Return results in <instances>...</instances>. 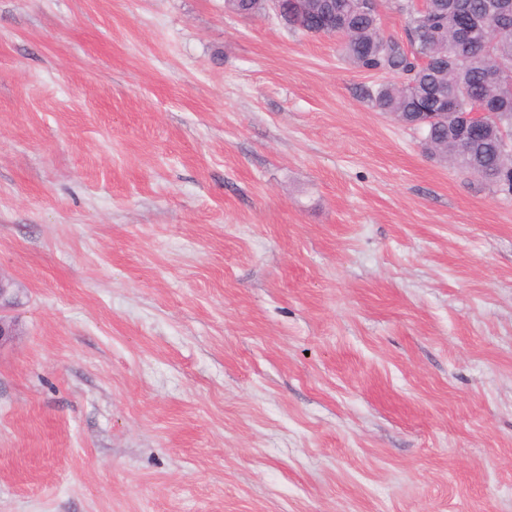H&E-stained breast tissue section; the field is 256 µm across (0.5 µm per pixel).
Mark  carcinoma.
I'll use <instances>...</instances> for the list:
<instances>
[{
	"instance_id": "1",
	"label": "carcinoma",
	"mask_w": 512,
	"mask_h": 512,
	"mask_svg": "<svg viewBox=\"0 0 512 512\" xmlns=\"http://www.w3.org/2000/svg\"><path fill=\"white\" fill-rule=\"evenodd\" d=\"M322 0H300L295 8L292 0H282L288 14V27L309 33L322 24L315 11ZM340 23L336 35L343 42L348 61L362 70L391 69L405 76L403 81L378 85L368 93L369 100L380 112L393 117L407 114L415 121L422 113L437 112L448 95L464 87L468 94L495 101L498 86L487 79V72L501 71L502 79L512 81V0H433V9L440 18L439 27L431 30L427 18L407 17L408 45L383 33L378 13L363 8V0H332ZM500 8L505 20L493 28L479 24L469 47L452 48V16L456 9L466 7L483 16L492 6ZM232 10L241 16H252L265 10L261 0H236ZM422 118V117H420ZM512 125V104H501L493 111L482 134L471 141L459 169L481 173L495 188L512 183V148H505L499 129ZM420 134L424 149L440 162L457 153V141L448 122L424 117L411 126Z\"/></svg>"
}]
</instances>
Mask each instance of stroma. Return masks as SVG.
<instances>
[{
	"instance_id": "1",
	"label": "stroma",
	"mask_w": 512,
	"mask_h": 512,
	"mask_svg": "<svg viewBox=\"0 0 512 512\" xmlns=\"http://www.w3.org/2000/svg\"><path fill=\"white\" fill-rule=\"evenodd\" d=\"M224 0H0V512H512V195ZM2 282L0 279V346L12 342L16 335L14 322L9 314L14 308L15 300L9 288H1Z\"/></svg>"
}]
</instances>
